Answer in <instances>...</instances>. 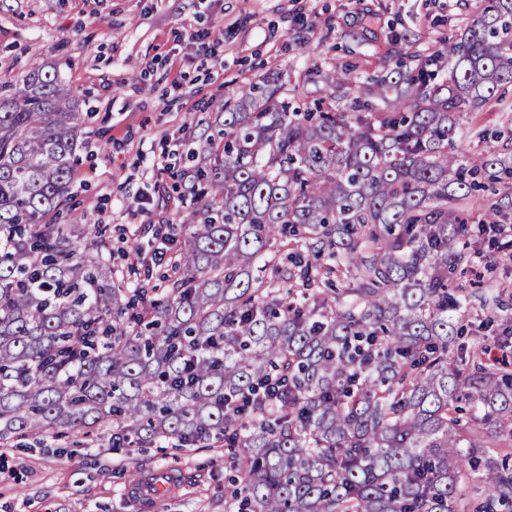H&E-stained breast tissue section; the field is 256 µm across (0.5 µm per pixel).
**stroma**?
Masks as SVG:
<instances>
[{"label": "stroma", "instance_id": "1", "mask_svg": "<svg viewBox=\"0 0 512 512\" xmlns=\"http://www.w3.org/2000/svg\"><path fill=\"white\" fill-rule=\"evenodd\" d=\"M475 15L476 0H0V83L49 66L76 92L86 118L68 196L82 223L107 226L122 274L136 251L175 249L173 229L195 204L172 187L238 86L318 67L373 75L430 55ZM462 122L463 151L512 158V86ZM507 194L512 181L465 211L469 262L457 280L469 294L501 293L506 308L469 305L464 343L512 365V262L500 258L503 236L479 231L486 201ZM224 461L220 448L29 437L0 447V512H224ZM170 465L181 478L152 506L130 493L132 474Z\"/></svg>", "mask_w": 512, "mask_h": 512}]
</instances>
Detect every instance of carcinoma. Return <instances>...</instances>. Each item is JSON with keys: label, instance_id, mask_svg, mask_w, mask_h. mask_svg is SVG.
Wrapping results in <instances>:
<instances>
[{"label": "carcinoma", "instance_id": "carcinoma-1", "mask_svg": "<svg viewBox=\"0 0 512 512\" xmlns=\"http://www.w3.org/2000/svg\"><path fill=\"white\" fill-rule=\"evenodd\" d=\"M376 78L249 82L204 138L202 202L165 288L116 277L100 225L53 224L83 113L55 71L0 86V447L224 444V512H512V371L450 350L467 297L460 213L512 165L467 156L461 115L512 83V0ZM320 82L315 109H290ZM502 200L483 230L499 231ZM292 248L281 261L276 238ZM275 264V277L262 276ZM353 287L328 296L333 274ZM470 405L463 418L461 402Z\"/></svg>", "mask_w": 512, "mask_h": 512}]
</instances>
